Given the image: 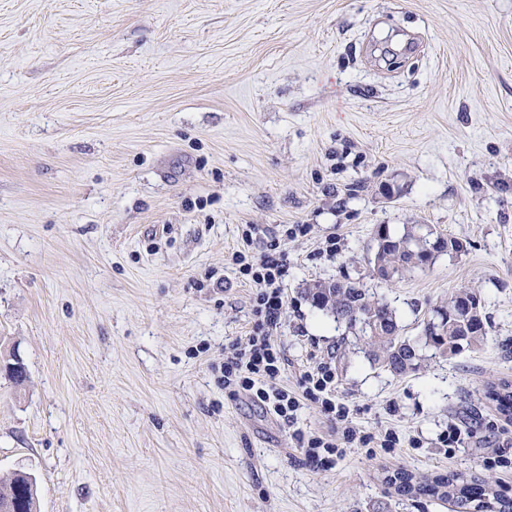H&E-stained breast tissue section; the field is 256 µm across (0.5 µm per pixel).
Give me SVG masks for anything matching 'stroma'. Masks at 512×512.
Segmentation results:
<instances>
[{"label":"stroma","mask_w":512,"mask_h":512,"mask_svg":"<svg viewBox=\"0 0 512 512\" xmlns=\"http://www.w3.org/2000/svg\"><path fill=\"white\" fill-rule=\"evenodd\" d=\"M422 47L409 52L410 39ZM285 242L278 340L294 384L331 362L363 430L310 469L286 426L225 392L250 290L247 225ZM463 248L386 285L377 225ZM336 255L326 257V239ZM364 279L404 333L461 289L480 347L395 375L304 290ZM0 473L41 512H450L386 476L466 472L512 434L486 395L512 382V0H0ZM467 430L447 457L449 420Z\"/></svg>","instance_id":"obj_1"}]
</instances>
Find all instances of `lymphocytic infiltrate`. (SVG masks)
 Wrapping results in <instances>:
<instances>
[{"label": "lymphocytic infiltrate", "instance_id": "obj_1", "mask_svg": "<svg viewBox=\"0 0 512 512\" xmlns=\"http://www.w3.org/2000/svg\"><path fill=\"white\" fill-rule=\"evenodd\" d=\"M304 224L282 225L278 235L264 242L259 254L246 250L233 252L231 261L240 277L252 289L250 331L245 344L224 350L221 380L229 394H244L267 415L286 425L290 438L306 464L315 470L332 468L347 449L418 447V440H405L392 428L379 434L365 432L352 420L351 409L336 393V371L330 362L319 361L303 370L295 386L281 382L287 359L277 341L286 306L284 285L288 277V255L282 240L306 235ZM317 405L328 421L339 424L340 435L306 430L298 425L301 411Z\"/></svg>", "mask_w": 512, "mask_h": 512}]
</instances>
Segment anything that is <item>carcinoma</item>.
Segmentation results:
<instances>
[{"mask_svg":"<svg viewBox=\"0 0 512 512\" xmlns=\"http://www.w3.org/2000/svg\"><path fill=\"white\" fill-rule=\"evenodd\" d=\"M423 225L409 224L396 234L389 225L374 230L376 243L372 277L384 281L424 271L443 252L457 253L462 245L453 238L431 231L434 238L421 234ZM312 305L330 314L338 324L366 347L365 354L375 363L397 375L414 372L426 359L455 355L463 346H478L487 338V321L480 298L460 290L448 297V305L436 311L423 326L422 335L411 339L402 332L397 311L358 282L329 279L305 288ZM499 413L512 419V384L504 382L489 392ZM400 495L428 497L448 502L455 512H512V499L502 497L489 479L464 473L418 479L400 471L387 480ZM0 508L8 512H39L37 480L20 470L0 477Z\"/></svg>","mask_w":512,"mask_h":512,"instance_id":"carcinoma-1","label":"carcinoma"}]
</instances>
